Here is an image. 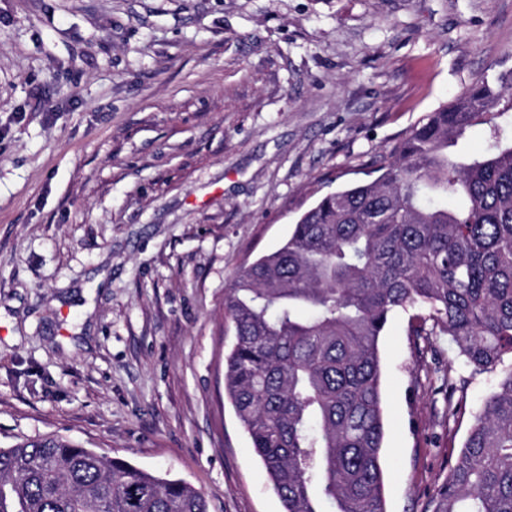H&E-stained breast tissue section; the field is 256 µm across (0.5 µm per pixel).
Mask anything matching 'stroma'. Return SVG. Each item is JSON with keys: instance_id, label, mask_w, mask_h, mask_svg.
Instances as JSON below:
<instances>
[{"instance_id": "35a3bbf8", "label": "stroma", "mask_w": 512, "mask_h": 512, "mask_svg": "<svg viewBox=\"0 0 512 512\" xmlns=\"http://www.w3.org/2000/svg\"><path fill=\"white\" fill-rule=\"evenodd\" d=\"M511 70L512 0H0V447L59 435L284 512L224 394L225 294ZM417 325L381 342L388 512H427L498 379Z\"/></svg>"}]
</instances>
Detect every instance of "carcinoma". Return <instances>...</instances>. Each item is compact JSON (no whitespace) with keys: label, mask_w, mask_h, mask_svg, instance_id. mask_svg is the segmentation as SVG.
<instances>
[{"label":"carcinoma","mask_w":512,"mask_h":512,"mask_svg":"<svg viewBox=\"0 0 512 512\" xmlns=\"http://www.w3.org/2000/svg\"><path fill=\"white\" fill-rule=\"evenodd\" d=\"M476 82L411 128L371 181L304 212L224 299V390L285 512H387L379 340L397 310L473 367L512 356V136L458 159L496 115ZM430 512H512V368L486 401ZM0 512H208L189 483L61 439L0 448ZM489 126L481 125L469 131L460 141L459 150L469 154L484 151L488 143Z\"/></svg>","instance_id":"obj_1"}]
</instances>
